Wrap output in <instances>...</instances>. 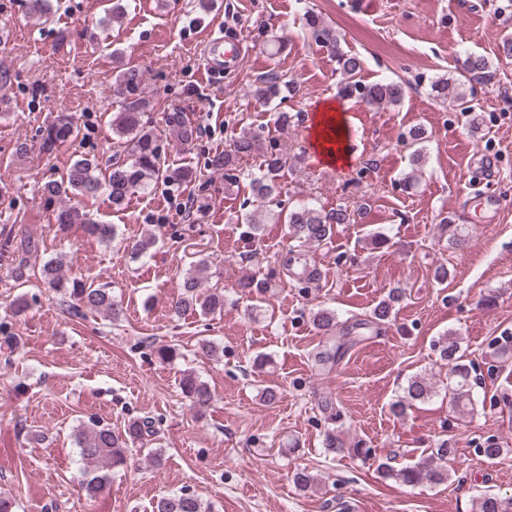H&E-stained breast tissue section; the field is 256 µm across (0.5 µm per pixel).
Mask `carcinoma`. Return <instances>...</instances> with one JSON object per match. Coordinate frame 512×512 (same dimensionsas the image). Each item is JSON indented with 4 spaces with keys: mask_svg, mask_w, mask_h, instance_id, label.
Listing matches in <instances>:
<instances>
[{
    "mask_svg": "<svg viewBox=\"0 0 512 512\" xmlns=\"http://www.w3.org/2000/svg\"><path fill=\"white\" fill-rule=\"evenodd\" d=\"M306 26L310 37L336 53L338 69L342 76L338 94L343 99H355L369 107L379 108L384 105L399 104L406 94V86L401 82L376 83L365 85L359 80L362 59L356 54H348L340 49V37L336 29L326 25L320 16L305 11ZM464 72L471 76H482L489 72V63L483 56H467ZM255 95L264 103H269L290 87V82L281 75L271 73L258 78ZM118 86V112L112 118V134L117 140L118 149L108 160L103 176L96 175L99 161L83 157L76 160L65 175L58 180H49L41 188L47 207L60 231L65 232L73 224H82L86 231L98 237L100 242L108 245L118 237L116 226L98 224L87 212L64 203L70 198L82 197L95 199L106 194L112 206L121 207L127 198L136 193H146L153 189L158 180H163L172 191H178L193 179V171L188 168L171 169L166 165L160 139L155 133L151 111L152 97L147 92L145 73L138 67L120 70L115 78ZM437 97L442 100L452 99L453 106L462 113L472 110L471 99L463 91L448 94V79L438 77L432 81ZM166 128L181 144H189L198 137V129L186 118L183 111L174 109L163 115ZM78 126L72 117L61 114L43 131L42 147L51 150L59 144L73 141L78 137ZM424 132L419 128L408 131L406 145L412 149L410 159L411 171L402 178L407 188L413 186L421 171L419 165L424 157ZM257 153L261 157L258 172L250 174L249 188L252 197L258 202L256 210L245 215L246 234L251 239L261 237L266 224H277L281 213L270 208V203L277 199L278 177L288 165V154L274 142H264L258 132H242L233 136L225 146L224 152L210 157L207 167L213 174L224 176V183L232 186L237 183V165L245 157ZM355 209L347 204L340 205L332 211H322L310 203L299 204L286 216L288 237L298 246L321 244L332 239L337 224H348ZM448 244L453 249L463 248L468 241L466 227L454 224L448 218ZM158 243L153 234L137 238H124L120 242L123 254L132 261L145 260L153 256V249ZM38 250V243L22 240L15 251L24 257L11 273L13 282L26 278V255ZM298 266L294 273L296 283L305 285L316 279V270H307L303 254L290 251ZM63 257L56 256L47 260L40 269V279L45 288L62 294L60 306L73 316L85 317L97 313L116 321L122 315L119 303L112 296V290L105 284L75 281L67 286L62 275ZM208 268V260L201 259L182 277L181 292L172 303L173 316L180 318L187 314L203 317L224 310V290L212 288L203 290L200 274ZM403 292L399 288L391 290L372 311L371 322L386 325L392 321L394 306L401 301ZM311 323L320 335H329L338 323L336 311L319 309L312 312ZM441 365L447 367L445 390L452 396L456 408L465 410L473 404L474 390L482 382L476 373L474 362H467L459 355V342L450 334L442 336L436 343ZM184 398L193 409L203 410L210 406L212 393L203 381L194 373L184 376L181 383ZM437 394L436 386L422 376H413L403 389V395L392 404L394 414L401 416L417 401H425ZM156 434L155 421L151 417L133 420L122 433L95 418L79 427L75 441L79 448L85 480L82 488L85 494L96 497L110 486L111 472L127 464V452L135 444H144ZM455 454V449L444 439L435 446L421 453L411 465L396 473V478L409 485L424 482L442 484L448 481V457ZM152 512H206L201 500L188 489L167 494L157 498ZM475 512H512V498H498L485 495L478 499Z\"/></svg>",
    "mask_w": 512,
    "mask_h": 512,
    "instance_id": "carcinoma-1",
    "label": "carcinoma"
}]
</instances>
